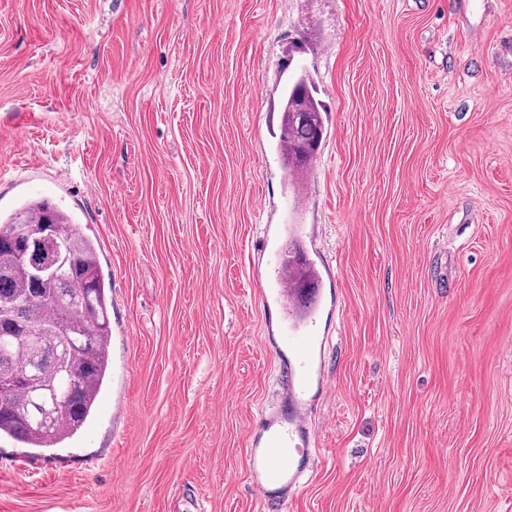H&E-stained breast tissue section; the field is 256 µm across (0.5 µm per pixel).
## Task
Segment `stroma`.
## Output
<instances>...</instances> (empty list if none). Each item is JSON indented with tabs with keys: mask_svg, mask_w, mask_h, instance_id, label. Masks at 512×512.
<instances>
[{
	"mask_svg": "<svg viewBox=\"0 0 512 512\" xmlns=\"http://www.w3.org/2000/svg\"><path fill=\"white\" fill-rule=\"evenodd\" d=\"M292 60L327 122L288 212ZM42 198L99 246L114 374L61 447L0 439V512H264L268 222L335 272L283 512H512V0H0V213Z\"/></svg>",
	"mask_w": 512,
	"mask_h": 512,
	"instance_id": "35a3bbf8",
	"label": "stroma"
}]
</instances>
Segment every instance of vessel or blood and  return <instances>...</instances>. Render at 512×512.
<instances>
[{
  "instance_id": "b4317fda",
  "label": "vessel or blood",
  "mask_w": 512,
  "mask_h": 512,
  "mask_svg": "<svg viewBox=\"0 0 512 512\" xmlns=\"http://www.w3.org/2000/svg\"><path fill=\"white\" fill-rule=\"evenodd\" d=\"M315 230L300 234L291 224L266 225L257 243L255 268L267 280L261 290L267 344L279 361L278 403L248 432V468L266 507L284 505L309 470L315 433L310 413L329 384L325 377L326 342L319 325L322 307H299L284 265L289 244L316 241Z\"/></svg>"
}]
</instances>
